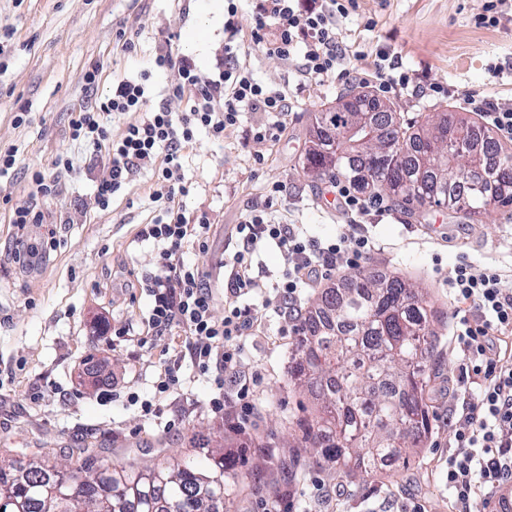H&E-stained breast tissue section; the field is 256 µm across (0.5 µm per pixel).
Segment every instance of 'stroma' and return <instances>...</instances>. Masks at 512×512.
<instances>
[{"instance_id": "stroma-1", "label": "stroma", "mask_w": 512, "mask_h": 512, "mask_svg": "<svg viewBox=\"0 0 512 512\" xmlns=\"http://www.w3.org/2000/svg\"><path fill=\"white\" fill-rule=\"evenodd\" d=\"M203 0H0V151L15 156L0 173V457L28 462L36 453L60 456L86 448L122 463L157 464L199 448L236 454L240 484L224 512H262L276 503L281 512H448L446 460L460 411L448 408V378L458 353L451 327L464 306L448 294V277L460 262L475 271H512V212L492 209L473 221L444 208L425 217L390 207L350 218L337 209L327 179L306 175L303 154L315 113L341 106L350 92L374 94L368 84L350 86L329 77L312 82L297 60L282 61L250 41L251 0H238L239 62L266 86L287 88L292 109L276 142L254 141L259 120L243 112L224 132L223 144L205 132L183 151L180 176L189 186L179 203L188 217L210 226L206 251L185 246L187 260L203 264L223 317L229 271L237 248L231 235L254 211L276 221L304 225L323 240L364 231L376 243L362 263L363 274L386 273L420 284L434 311L437 349L428 371L431 428L407 467L353 477L317 463L299 441L297 423L313 417L315 405L288 374V357L299 322L273 311L259 312L260 328L243 341L241 366L216 392L186 356V337L149 327L150 301L137 279L153 269V246L137 239L162 204L155 200L154 168L136 171L108 206L95 197L97 182L111 163L106 152L72 141V112L95 111L113 80L150 72L147 109L186 111L194 88L178 86L177 70L157 71L163 50L191 60L201 79L213 77L224 56V14L201 25ZM485 0H358L340 21L338 41L353 52L386 49L401 55L410 77L408 93L393 97L409 120L428 112L465 115V92L491 96L512 109V21L477 25ZM99 65L97 87L85 72ZM504 77L493 80L491 67ZM439 83L447 97L421 96ZM74 160L58 168L59 154ZM41 172L50 195L31 179ZM286 191L266 197L267 184ZM31 201L44 215L40 224H13L16 205ZM48 244L44 264L23 272L9 249L17 233ZM134 325L135 336L115 337ZM180 359L179 384L155 397V384L171 359ZM248 388L250 409L238 392ZM156 410L145 414L143 400Z\"/></svg>"}]
</instances>
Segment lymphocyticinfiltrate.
Wrapping results in <instances>:
<instances>
[{
	"instance_id": "1",
	"label": "lymphocytic infiltrate",
	"mask_w": 512,
	"mask_h": 512,
	"mask_svg": "<svg viewBox=\"0 0 512 512\" xmlns=\"http://www.w3.org/2000/svg\"><path fill=\"white\" fill-rule=\"evenodd\" d=\"M251 40L263 46L267 54L288 60L301 54L307 78L328 76L339 66L343 54L336 41L338 19L348 17L356 0H253ZM276 27L275 40H267L269 27ZM240 47L224 45V57L217 79L200 82L189 59H174L171 52L157 55L160 68H177L183 83L194 86L196 97L189 111L172 112L166 107L145 111L148 85L146 77L124 78L113 85L95 112L72 113L69 131L93 149H106L112 160L108 177L96 185L100 205H108L125 186L133 171L154 166L157 159L165 165L156 176L154 196L166 207L161 218L144 225L137 234L142 242L158 243L154 269L142 277L139 286L150 300L148 323L156 333L182 329L189 338L188 350L200 371L213 377L216 388L236 373L240 359V341L252 331L256 318L246 300L258 289L253 274V258L266 244H275L285 265L276 285L277 307L283 313L302 310L304 292L331 281L343 255L354 260L368 258L376 249L365 233L350 241L325 243L307 236L296 224H280L262 215H248L235 227L238 248L228 259L229 297L224 317L213 316L214 296L208 274L199 263L184 257L188 241L206 248L209 226L192 223L172 201L175 195L188 194L185 184L173 176L181 167L182 151L205 130L211 139L224 138L227 127L238 123L248 109L264 112L266 120L257 126L260 141L277 140L284 129L290 109L284 91L270 89L257 82L240 65ZM354 60L366 59L363 52ZM369 60V59H366ZM383 94L407 90L409 79L402 62L386 50H378L369 60ZM222 108H215V101ZM140 112L139 121L113 136L106 116ZM456 303L473 309V317H460L452 331L460 364L448 391L453 398H464V428L453 433V449L448 454V490L452 512H470L475 498L504 500V490L512 484V361L501 354L503 338L512 337V286L501 271L475 272L471 266H457L448 279Z\"/></svg>"
}]
</instances>
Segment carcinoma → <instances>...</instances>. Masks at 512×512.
<instances>
[{"label":"carcinoma","instance_id":"carcinoma-1","mask_svg":"<svg viewBox=\"0 0 512 512\" xmlns=\"http://www.w3.org/2000/svg\"><path fill=\"white\" fill-rule=\"evenodd\" d=\"M512 153L479 127L425 116L414 126L390 105L355 95L314 116L303 168L342 178L409 212L444 206L472 219L512 206ZM425 292L397 276L353 274L327 289L297 329L291 379L317 401L299 423L323 462L359 474L408 463L429 433L427 361L437 347ZM230 453L206 451L139 468L78 452L64 463H0V512H218L236 488Z\"/></svg>","mask_w":512,"mask_h":512}]
</instances>
